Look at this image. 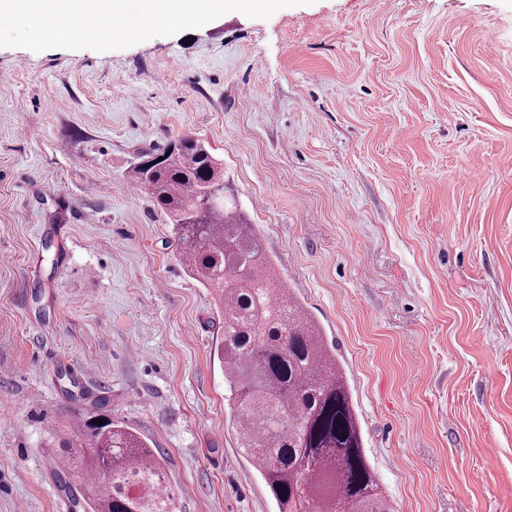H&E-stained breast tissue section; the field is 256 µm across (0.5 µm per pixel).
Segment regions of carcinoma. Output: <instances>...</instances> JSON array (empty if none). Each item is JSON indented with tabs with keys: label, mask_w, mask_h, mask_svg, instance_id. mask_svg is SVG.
<instances>
[{
	"label": "carcinoma",
	"mask_w": 512,
	"mask_h": 512,
	"mask_svg": "<svg viewBox=\"0 0 512 512\" xmlns=\"http://www.w3.org/2000/svg\"><path fill=\"white\" fill-rule=\"evenodd\" d=\"M145 155L133 179L171 217L180 259L218 291L219 347L237 447L278 512H395L364 453L335 347L265 253L255 225L224 196L220 163L199 140ZM88 418L63 444L57 480L73 512H175L165 467L131 427Z\"/></svg>",
	"instance_id": "obj_1"
}]
</instances>
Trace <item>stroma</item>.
Masks as SVG:
<instances>
[{
    "mask_svg": "<svg viewBox=\"0 0 512 512\" xmlns=\"http://www.w3.org/2000/svg\"><path fill=\"white\" fill-rule=\"evenodd\" d=\"M186 135L334 345L397 512H512V0L0 48V512H71L54 472L97 400L180 512H277L230 427L214 291L132 178Z\"/></svg>",
    "mask_w": 512,
    "mask_h": 512,
    "instance_id": "stroma-1",
    "label": "stroma"
}]
</instances>
